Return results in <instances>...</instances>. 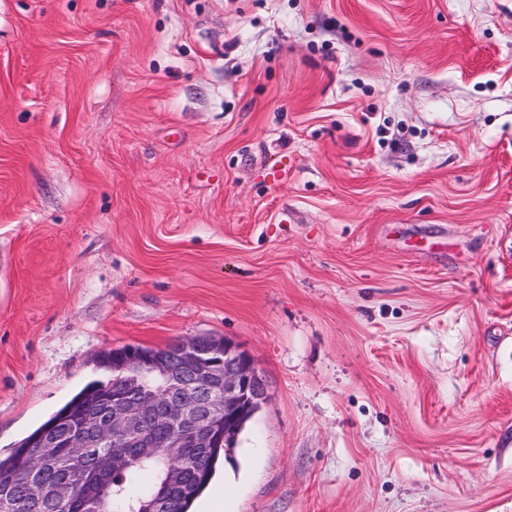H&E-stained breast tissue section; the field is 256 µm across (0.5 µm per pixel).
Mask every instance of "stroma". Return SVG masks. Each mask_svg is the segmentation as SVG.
<instances>
[{
	"label": "stroma",
	"instance_id": "1",
	"mask_svg": "<svg viewBox=\"0 0 512 512\" xmlns=\"http://www.w3.org/2000/svg\"><path fill=\"white\" fill-rule=\"evenodd\" d=\"M196 337L194 512H512V0H0V454Z\"/></svg>",
	"mask_w": 512,
	"mask_h": 512
}]
</instances>
